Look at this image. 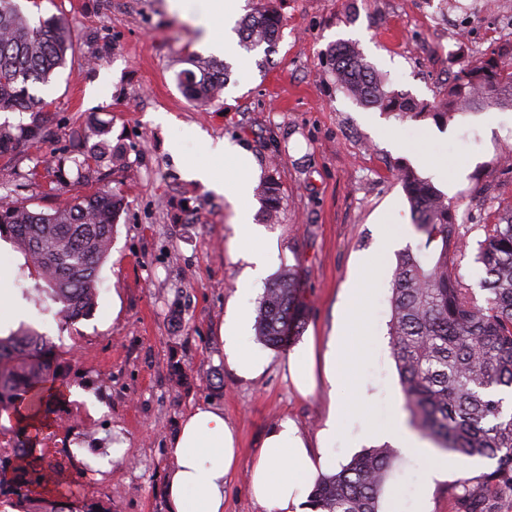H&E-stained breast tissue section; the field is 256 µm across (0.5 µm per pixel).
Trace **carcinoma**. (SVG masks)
Instances as JSON below:
<instances>
[{
	"mask_svg": "<svg viewBox=\"0 0 512 512\" xmlns=\"http://www.w3.org/2000/svg\"><path fill=\"white\" fill-rule=\"evenodd\" d=\"M282 26L278 11L256 0L253 13L237 28L238 43L228 48L269 52ZM71 47L63 18L52 17L33 27L9 0H0V112L43 111L46 102L30 92L65 65ZM336 86L365 107L401 115L433 112L444 118L467 109L512 111V44L495 47L488 57L469 61L454 76L436 103L389 91L352 42L329 47ZM227 63L207 62L198 71L178 76L186 96L210 103L224 90ZM41 125L17 135L0 125V157L22 150L40 138ZM106 159L112 169L123 152L101 140L78 150L72 159L76 178L71 192L54 209L35 211L14 203L0 204V240L24 254L46 283L45 292L58 307L57 316L72 324L87 315L99 294V271L112 245V232L123 210V198L101 188L80 190L89 182L91 162ZM410 203L414 227L423 242L417 251L400 253L391 288L389 335L399 371L400 393L410 423L457 463L475 457L496 462L489 473L462 478L465 512H490L500 491L512 493V411L504 395L512 393V213L483 226L475 262L486 293L479 303L474 289L457 273L464 241L457 223L458 206L410 166L396 169ZM264 220L280 213L278 188L265 187ZM307 305L294 269L280 272L260 299L257 334L268 346L283 350L303 332ZM66 370L55 344L32 327L20 326L0 336V413L32 416L48 422L49 405L64 399ZM33 437L22 428L12 447L0 448V507L19 512H65L64 507L32 493L36 457ZM395 458L388 445L366 448L338 472L320 476L309 493L312 512H378L382 486Z\"/></svg>",
	"mask_w": 512,
	"mask_h": 512,
	"instance_id": "obj_1",
	"label": "carcinoma"
}]
</instances>
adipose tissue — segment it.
<instances>
[{
  "label": "adipose tissue",
  "instance_id": "obj_1",
  "mask_svg": "<svg viewBox=\"0 0 512 512\" xmlns=\"http://www.w3.org/2000/svg\"><path fill=\"white\" fill-rule=\"evenodd\" d=\"M170 2L203 27L207 39L220 49L226 44L224 30L234 22L242 6V0ZM185 135L200 141L206 154L226 165L220 179L209 166L195 162L188 164L187 175L241 205H248L260 174L254 157L242 147L207 138L193 126L186 129ZM393 242V237H386L377 250L360 256L356 274L346 289L348 310L325 345H318L315 337L310 336L289 355L288 376L300 395L312 394L321 376L334 390L358 384L356 358L366 343L380 340L376 326L362 316L360 309L370 298V283L380 257ZM250 322L248 314L237 312L224 319L219 329L229 369L245 380L259 378L269 366L266 356L243 345ZM347 409L346 402L331 399L313 445L288 419L269 431L251 465V493L266 512H310L305 505L309 489L319 476L336 468L333 446ZM167 454L171 460L165 478L167 512H224V483L238 463L239 449L223 409L207 403L186 412L169 436Z\"/></svg>",
  "mask_w": 512,
  "mask_h": 512
}]
</instances>
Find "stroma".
Returning <instances> with one entry per match:
<instances>
[{
	"mask_svg": "<svg viewBox=\"0 0 512 512\" xmlns=\"http://www.w3.org/2000/svg\"><path fill=\"white\" fill-rule=\"evenodd\" d=\"M31 22L63 17L74 49L47 84L32 92L46 104L45 133L13 159H0V199L48 210V172L74 146L97 143L95 127L121 145L125 164L108 176L125 209L99 278L91 316L64 324L48 309L44 282L24 255L0 241V265L21 318L0 320V333L27 325L56 344L67 371L66 401L40 432L37 449L72 473L88 465L82 486H47L48 497L73 503L77 494L111 505L112 512H166L164 479L171 462L167 440L193 405L223 407L237 432L240 463L224 484V512H263L250 493V464L283 418L315 438L329 409L328 384L308 397L286 378L288 354L270 350L265 374L245 381L230 371L217 341L231 308L256 314L263 283L241 285L236 258L241 229L234 205L185 175L188 160H206L199 141L183 136L196 126L212 139L245 148L261 171L251 217L261 243L277 247L271 269H297L309 305L305 335L330 336L343 311L344 290L361 254L383 234L400 230L372 279L363 310L387 334L397 254L421 242L411 210L393 174L397 163L415 171L459 204L466 243L458 258L463 282L477 287L474 261L483 225L512 208V111L490 124L487 110L456 113L447 123L399 117L367 108L338 89L324 52L339 41L359 44L389 89L428 102L445 94L460 62L512 43V0H273L283 17L272 52L232 56V74L220 99L206 105L182 93L177 76L189 58L222 59L201 46L202 32L168 0H16ZM180 141V153L168 149ZM275 183L283 200L276 223L262 219V186ZM185 372L169 374L170 359ZM358 372L370 409L349 405L335 451L348 463L364 447L371 418L399 394L391 343L369 351ZM446 459L417 438L397 452L379 505L397 512H461L451 491L460 477L449 469L428 502L418 491L427 456Z\"/></svg>",
	"mask_w": 512,
	"mask_h": 512,
	"instance_id": "35a3bbf8",
	"label": "stroma"
}]
</instances>
